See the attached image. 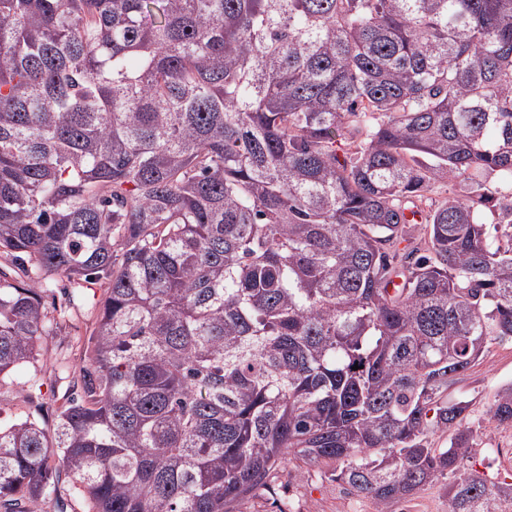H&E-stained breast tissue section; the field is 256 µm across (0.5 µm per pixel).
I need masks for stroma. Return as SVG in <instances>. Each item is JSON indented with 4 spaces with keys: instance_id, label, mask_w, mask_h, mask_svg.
Returning a JSON list of instances; mask_svg holds the SVG:
<instances>
[{
    "instance_id": "obj_1",
    "label": "stroma",
    "mask_w": 512,
    "mask_h": 512,
    "mask_svg": "<svg viewBox=\"0 0 512 512\" xmlns=\"http://www.w3.org/2000/svg\"><path fill=\"white\" fill-rule=\"evenodd\" d=\"M475 183L499 197L512 193V187L497 173L474 171L464 179L435 183L429 202L437 205L451 196H467ZM103 299L100 285H74L67 278H56L53 288L44 294L52 334L42 345L37 362L0 380L1 421L26 417L42 423L52 421L79 376ZM508 383H512V341H495L475 366L449 381L445 393L448 402L467 403L466 422L476 436L472 463L492 477L512 475V427L497 425L488 416L496 392ZM502 448L509 449V456H499ZM332 473L325 465L302 469L282 465L270 492L245 502L243 512H279L285 502L291 512H448L447 480L381 506L350 494Z\"/></svg>"
}]
</instances>
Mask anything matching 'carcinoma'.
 Returning a JSON list of instances; mask_svg holds the SVG:
<instances>
[{
	"label": "carcinoma",
	"mask_w": 512,
	"mask_h": 512,
	"mask_svg": "<svg viewBox=\"0 0 512 512\" xmlns=\"http://www.w3.org/2000/svg\"><path fill=\"white\" fill-rule=\"evenodd\" d=\"M479 168L512 184V0H0V377L50 280L106 290L52 424L0 425V509L64 476L87 512H240L288 461L494 512L444 393L512 340V197H426Z\"/></svg>",
	"instance_id": "1"
}]
</instances>
